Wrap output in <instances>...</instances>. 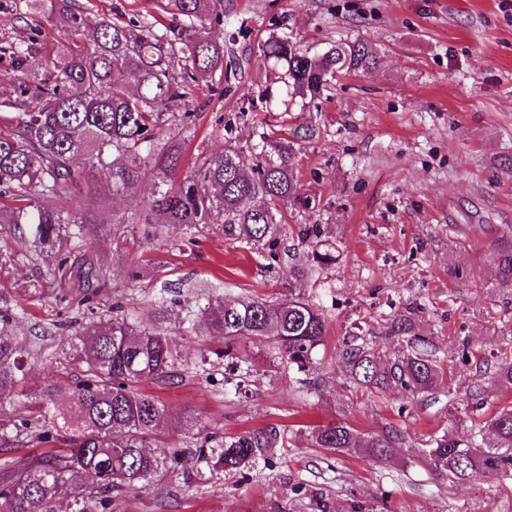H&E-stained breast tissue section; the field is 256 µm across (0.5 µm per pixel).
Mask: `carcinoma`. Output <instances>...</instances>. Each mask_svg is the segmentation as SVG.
<instances>
[{"label": "carcinoma", "mask_w": 512, "mask_h": 512, "mask_svg": "<svg viewBox=\"0 0 512 512\" xmlns=\"http://www.w3.org/2000/svg\"><path fill=\"white\" fill-rule=\"evenodd\" d=\"M40 12L59 8L64 41L45 63V72L25 68L36 40L17 51L21 78L0 95V200L11 204L1 224H24L21 243L54 252L90 230V202L82 187L97 178L123 196L148 177L153 191L138 224H222L229 234L255 245L275 246L282 211L309 210L316 199L304 192L295 147L267 131L249 150L228 146L201 151L189 173L178 177L185 140L164 128L165 113L183 109L185 118L201 96L223 94L224 45L205 34L203 19L224 0H157L164 14L179 21V31L159 34L153 23L126 24L103 18L88 31L81 6L72 0H29ZM268 112L304 108L341 75L373 68L377 53L361 39L338 41L312 52L270 32L262 44ZM66 199L68 210L45 205ZM298 238L309 243L305 258L288 271V294L276 302L258 297L226 301L205 298L199 316L208 332L224 337V359L234 376L224 383L246 393L251 372L240 344L266 343L276 365L293 374L306 372L327 333L322 310L306 296L318 268L337 259L321 239L320 225L301 224ZM490 260L495 287L512 290V235L498 239ZM97 258L85 253L58 261L62 298L82 304L102 288ZM387 333L406 338L394 358L376 355L368 339L354 334L341 350L345 375L359 388H394L409 400L432 396L440 387V364L427 343L416 337L409 312L388 319ZM73 349L83 376L61 389L48 384L24 387L31 353L17 341L0 339V397L22 398L18 413L0 418V448L53 444L20 467L0 469V512H54L58 494H72L71 512H106L114 491L149 487L173 465L187 462L183 450L151 449L167 419L165 405L141 390L145 382L171 379L179 358L170 334L127 315L90 322L76 332ZM494 380L512 385V357L499 359ZM483 427L468 433L444 431L430 437L424 455L450 481L476 475L512 477V408L504 406ZM318 448L336 452L360 448L384 461L402 443L394 426L363 434L337 420L315 426ZM287 433L276 427L247 429L210 448L213 466L240 470L271 460L285 447Z\"/></svg>", "instance_id": "carcinoma-1"}]
</instances>
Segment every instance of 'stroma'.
Listing matches in <instances>:
<instances>
[{
  "instance_id": "obj_1",
  "label": "stroma",
  "mask_w": 512,
  "mask_h": 512,
  "mask_svg": "<svg viewBox=\"0 0 512 512\" xmlns=\"http://www.w3.org/2000/svg\"><path fill=\"white\" fill-rule=\"evenodd\" d=\"M90 8L91 26L103 15L157 13L155 0H91ZM205 27L224 45V94L199 100L192 122L170 116L188 142L185 165L201 150L250 147L263 121L300 149L303 184L319 206L286 213L272 259L220 224L156 233L136 223L149 182L117 199L93 185L95 226L84 241L99 253L107 287L82 305L62 300L54 255L20 246L25 225L0 224V310L10 316L0 336L32 349L29 386L79 374L71 332L117 302L172 336L179 377L145 389L168 410L163 438L191 455L185 472L113 494L109 512H512V479L452 482L423 456L430 435L467 430L512 403V387L475 386L459 354L469 347L491 367L512 354V291L496 287L489 258L494 241L512 233V0H224L223 19ZM34 29L31 69L63 39L59 20L28 13L26 0H0L1 80L18 78L13 50ZM272 29L312 50L359 37L378 63L340 77L307 111L269 112L259 45ZM302 224L320 225L339 255L307 288L328 320L325 342L301 381L273 366L271 349L248 346L247 391L235 394L224 386L223 337L191 328L196 287L228 301L280 299L305 252ZM454 265L464 278L449 276ZM406 309L450 369L447 390L410 402L350 386L339 356L349 330L360 327L376 353L392 356L402 342L385 325ZM338 419L363 433L393 424L404 443L379 464L357 448L312 447L308 426ZM262 426L293 433L271 462L228 472L198 450L204 437Z\"/></svg>"
}]
</instances>
